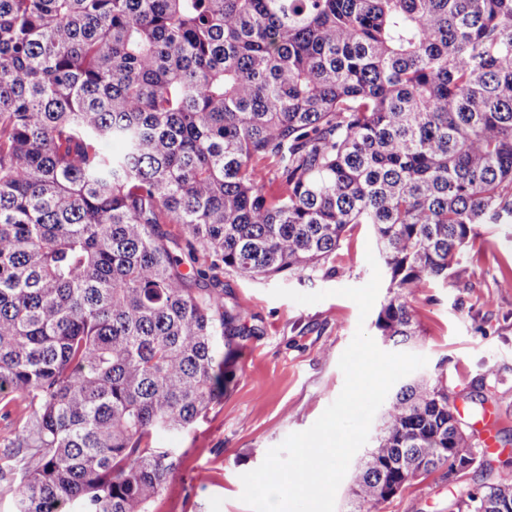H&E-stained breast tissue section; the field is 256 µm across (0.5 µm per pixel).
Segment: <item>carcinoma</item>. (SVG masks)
I'll list each match as a JSON object with an SVG mask.
<instances>
[{
    "instance_id": "1",
    "label": "carcinoma",
    "mask_w": 512,
    "mask_h": 512,
    "mask_svg": "<svg viewBox=\"0 0 512 512\" xmlns=\"http://www.w3.org/2000/svg\"><path fill=\"white\" fill-rule=\"evenodd\" d=\"M356 224L390 270L381 336L421 335L410 301L512 224V0H0L15 512H153L257 335L219 273L300 275ZM461 428L443 374L402 383L348 512L492 470ZM448 484V512L512 500L500 474Z\"/></svg>"
}]
</instances>
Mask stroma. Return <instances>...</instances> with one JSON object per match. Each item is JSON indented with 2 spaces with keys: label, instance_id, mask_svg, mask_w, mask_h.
<instances>
[{
  "label": "stroma",
  "instance_id": "obj_1",
  "mask_svg": "<svg viewBox=\"0 0 512 512\" xmlns=\"http://www.w3.org/2000/svg\"><path fill=\"white\" fill-rule=\"evenodd\" d=\"M476 232L463 257L464 276L450 284L430 281L412 300L421 338L378 346L427 357L425 373L442 372L450 386L494 410L501 425L487 456L494 469H512V287L502 279L512 270V227L481 224ZM374 243L370 226L360 224L336 254L301 275L247 280L224 271L225 302L255 316L263 332L245 342L221 404L179 438L182 471L155 512H249L240 500L241 474L257 468L288 434L308 429L338 397L344 385L338 362L357 328L377 337L375 314L360 318L357 305L337 294L369 281L366 252ZM279 286L329 296L300 305L273 297ZM448 496L441 468L381 512H448Z\"/></svg>",
  "mask_w": 512,
  "mask_h": 512
}]
</instances>
